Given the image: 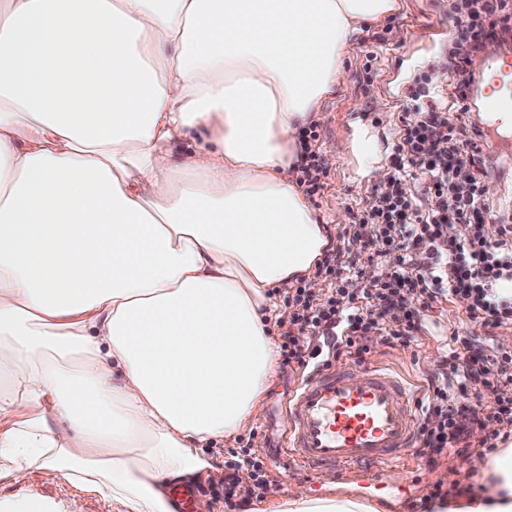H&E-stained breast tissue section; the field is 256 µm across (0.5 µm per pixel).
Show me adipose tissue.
<instances>
[{
	"label": "adipose tissue",
	"instance_id": "obj_1",
	"mask_svg": "<svg viewBox=\"0 0 512 512\" xmlns=\"http://www.w3.org/2000/svg\"><path fill=\"white\" fill-rule=\"evenodd\" d=\"M395 6L0 0V480L51 469L172 512L168 487L210 467L199 443L251 423L269 291L330 245L300 130ZM472 468L484 490L428 512H512V441ZM252 512L379 508L334 486Z\"/></svg>",
	"mask_w": 512,
	"mask_h": 512
}]
</instances>
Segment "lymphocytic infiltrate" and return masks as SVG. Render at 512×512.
<instances>
[{"mask_svg":"<svg viewBox=\"0 0 512 512\" xmlns=\"http://www.w3.org/2000/svg\"><path fill=\"white\" fill-rule=\"evenodd\" d=\"M449 45H481L490 31L512 24V0H453ZM447 67L458 95L453 108L427 104L426 89L414 95L415 110L399 118L395 162L385 185L376 188L357 222L343 228L336 264L324 301L314 289L298 286L291 296V320L297 334L285 336L283 365H306L314 342L343 327L336 356L363 357L365 337L390 346L416 341L420 310L449 301L460 303L472 331L512 324V301L499 298L498 281L512 280V215L487 198L483 182L489 163L483 154L479 126L458 125L457 115L469 111L473 75L463 60L449 55ZM469 172V189L459 193L460 168ZM497 220L498 235L488 239L486 218ZM456 236H449V225ZM372 250L374 259L388 260L387 277L352 284V254ZM442 369L460 390L449 399L446 388H433L418 422L421 448L440 455L464 441L472 425L512 429V351L471 354L470 337Z\"/></svg>","mask_w":512,"mask_h":512,"instance_id":"obj_1","label":"lymphocytic infiltrate"}]
</instances>
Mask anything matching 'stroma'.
Here are the masks:
<instances>
[{
    "instance_id": "stroma-1",
    "label": "stroma",
    "mask_w": 512,
    "mask_h": 512,
    "mask_svg": "<svg viewBox=\"0 0 512 512\" xmlns=\"http://www.w3.org/2000/svg\"><path fill=\"white\" fill-rule=\"evenodd\" d=\"M452 0H397V7L377 21L363 25L343 60L344 78L325 102L318 121L319 151L334 157L326 184L309 203L325 218L331 241H338L344 227L355 221L373 188L376 169L390 171L397 142L398 117L411 105V93L420 76L431 79L430 101L451 106L456 89L452 79H440L437 61L446 44L435 40V29L448 22ZM372 48L377 58L366 61ZM416 343L389 347L379 341L368 344L365 361L389 367L408 381L410 388L427 394L437 383L438 368L454 350L453 335H466L469 326L459 305L445 301L422 314ZM303 369L277 365L274 378L253 418L243 431L228 439L202 444L201 454L212 468L192 479L197 491V512H244L240 498L224 500V478L230 474L233 455H260L266 463L270 489L265 502L278 500L296 488L313 493L323 490L321 473H309L290 465L283 456L288 432V400L300 384ZM484 429L470 436V454L448 452L435 463L412 456L404 465L386 473L368 491L382 512H425L426 497L434 488L457 494L461 467L481 453ZM39 499L44 512H116L111 502L65 483L51 470L31 471L24 483L0 482V512L24 498Z\"/></svg>"
}]
</instances>
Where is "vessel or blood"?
<instances>
[{
    "label": "vessel or blood",
    "mask_w": 512,
    "mask_h": 512,
    "mask_svg": "<svg viewBox=\"0 0 512 512\" xmlns=\"http://www.w3.org/2000/svg\"><path fill=\"white\" fill-rule=\"evenodd\" d=\"M480 110L490 122L512 117V59L490 57ZM413 395L385 368L351 361L314 369L288 404L286 454L310 472L336 469L371 483L417 447Z\"/></svg>",
    "instance_id": "obj_1"
}]
</instances>
